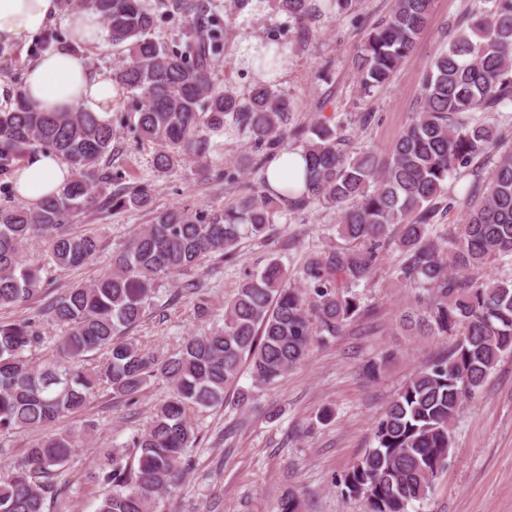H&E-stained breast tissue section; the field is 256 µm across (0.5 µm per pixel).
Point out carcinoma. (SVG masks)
I'll use <instances>...</instances> for the list:
<instances>
[{"label":"carcinoma","mask_w":512,"mask_h":512,"mask_svg":"<svg viewBox=\"0 0 512 512\" xmlns=\"http://www.w3.org/2000/svg\"><path fill=\"white\" fill-rule=\"evenodd\" d=\"M358 2L273 0V6L301 24L317 15L348 16ZM432 3L393 0L388 17L371 26L355 59L363 95L388 83L410 57ZM83 4L100 14L112 44L128 50L129 63L112 80L132 94L134 128L156 146V171L187 158L206 168L204 131L227 126L252 137L266 157L285 138L300 143L305 189L285 196L267 187L224 210L161 211L112 252L108 272L66 289L34 315L0 321V433L35 436L24 458L0 470V512H46L61 495L56 472L94 430L92 423L61 428L62 418L83 411L102 388L132 406L161 377L169 396L124 446L106 450L96 475L110 486L96 512H152L186 477L196 416L223 406L243 365L254 388L273 384L302 364L313 342L325 343L369 312L355 287L370 278L393 227L399 272L414 292L400 327L449 337L454 345L446 359L417 369L386 405L374 421V445L348 468L342 485L364 501V512H409L425 503L447 469L450 427L464 399L512 354V276L485 272L512 259V152L500 157L487 185L469 186L463 223L434 222L448 199V179L501 144L499 129L476 113L512 104V0H475L471 25L433 57L419 110L384 159L355 150L325 121L285 129L288 103L265 82L243 102L219 90L212 68L223 33L214 21L202 22L205 0H169V10L199 21L180 52L152 37L147 0ZM113 139L112 120L92 112H40L20 93L12 107L0 109V171L32 149L56 153L72 170L58 193L34 207L0 206V307H24L38 296L49 266L77 268L96 259L98 237L74 234L70 223L99 198L109 210L148 204L146 186L102 195ZM283 202L293 213L335 210L344 240L307 257L302 287L288 285L287 271L271 259L244 276L224 305L223 324L185 337L173 353L158 355L128 336L160 282L214 256L233 259L242 240L265 237ZM35 238L44 249L32 262L23 251ZM43 316L62 329L51 345L42 336ZM100 352L104 360L93 363Z\"/></svg>","instance_id":"obj_1"}]
</instances>
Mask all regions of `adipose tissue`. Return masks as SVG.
Segmentation results:
<instances>
[{
    "label": "adipose tissue",
    "instance_id": "ef3b65f1",
    "mask_svg": "<svg viewBox=\"0 0 512 512\" xmlns=\"http://www.w3.org/2000/svg\"><path fill=\"white\" fill-rule=\"evenodd\" d=\"M59 9L57 0H0V38L22 40L42 31ZM66 23L70 44L44 52L32 60L22 90L26 99L43 112H93L108 119L112 103L121 93L111 73L92 69L85 47L101 43L104 32L98 14L84 10L70 15ZM305 160L301 150L275 152L264 169L270 187L302 188ZM71 170L57 154L33 150L13 175L18 197L38 203L59 191Z\"/></svg>",
    "mask_w": 512,
    "mask_h": 512
}]
</instances>
